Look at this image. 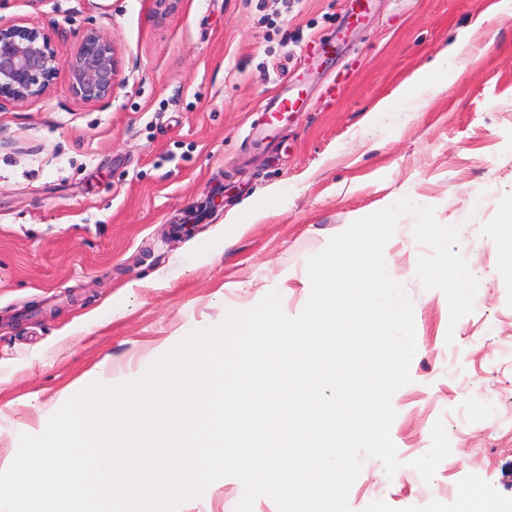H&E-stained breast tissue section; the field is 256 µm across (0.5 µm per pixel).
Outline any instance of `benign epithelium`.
<instances>
[{"mask_svg":"<svg viewBox=\"0 0 512 512\" xmlns=\"http://www.w3.org/2000/svg\"><path fill=\"white\" fill-rule=\"evenodd\" d=\"M68 70L73 92L88 102L108 99L118 83V61L111 42L90 32L75 53L60 61L46 30L30 24H0V103H23L46 95L60 67Z\"/></svg>","mask_w":512,"mask_h":512,"instance_id":"obj_1","label":"benign epithelium"}]
</instances>
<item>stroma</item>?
Listing matches in <instances>:
<instances>
[{
    "label": "stroma",
    "mask_w": 512,
    "mask_h": 512,
    "mask_svg": "<svg viewBox=\"0 0 512 512\" xmlns=\"http://www.w3.org/2000/svg\"><path fill=\"white\" fill-rule=\"evenodd\" d=\"M0 0V21L48 28L68 60L95 31L119 83L105 102L59 71L48 97L0 104V471L92 377L139 378L196 330L269 292L298 316L308 259L357 218L400 198L460 228L479 285L450 324L424 288L415 217L384 247L413 305L412 381L392 398L391 438L407 462L443 420L452 452L431 483L387 477L363 458L353 512H455L480 490L512 512V432L484 402L512 409V272L498 216L512 201V2L502 0ZM468 59L440 95L376 104L444 45ZM304 108L267 129L279 89ZM223 477L182 512H235Z\"/></svg>",
    "instance_id": "stroma-1"
}]
</instances>
